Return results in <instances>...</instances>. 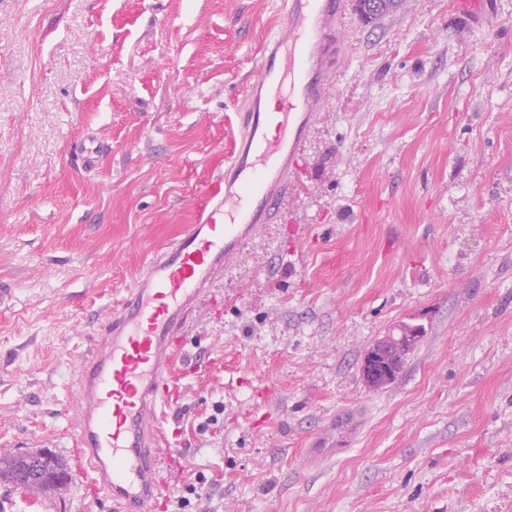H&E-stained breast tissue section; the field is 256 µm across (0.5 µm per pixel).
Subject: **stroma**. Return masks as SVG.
Instances as JSON below:
<instances>
[{"label":"stroma","mask_w":512,"mask_h":512,"mask_svg":"<svg viewBox=\"0 0 512 512\" xmlns=\"http://www.w3.org/2000/svg\"><path fill=\"white\" fill-rule=\"evenodd\" d=\"M280 5L0 0V449L57 439L70 472L42 496L0 482V512H113L65 443L78 365L223 172ZM338 27L294 188L196 312L170 492L186 512H512V0L489 26L346 0ZM402 322L425 336L371 389L363 358Z\"/></svg>","instance_id":"35a3bbf8"}]
</instances>
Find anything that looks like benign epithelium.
<instances>
[{"label": "benign epithelium", "mask_w": 512, "mask_h": 512, "mask_svg": "<svg viewBox=\"0 0 512 512\" xmlns=\"http://www.w3.org/2000/svg\"><path fill=\"white\" fill-rule=\"evenodd\" d=\"M421 331L419 325L406 324L395 332H389L369 348L362 365L363 377L369 387L381 388L397 376L401 356L412 348Z\"/></svg>", "instance_id": "7a95c632"}]
</instances>
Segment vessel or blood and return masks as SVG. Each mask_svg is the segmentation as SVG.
I'll list each match as a JSON object with an SVG mask.
<instances>
[{
    "label": "vessel or blood",
    "mask_w": 512,
    "mask_h": 512,
    "mask_svg": "<svg viewBox=\"0 0 512 512\" xmlns=\"http://www.w3.org/2000/svg\"><path fill=\"white\" fill-rule=\"evenodd\" d=\"M345 0H282L273 32L236 112L224 172L195 224L145 265L104 334L79 368L74 435L88 489L114 512H157L167 500L165 471L179 450L162 414L171 378L202 300L244 246L269 224L308 140L315 107L330 85ZM276 111H269V97Z\"/></svg>",
    "instance_id": "b4317fda"
}]
</instances>
